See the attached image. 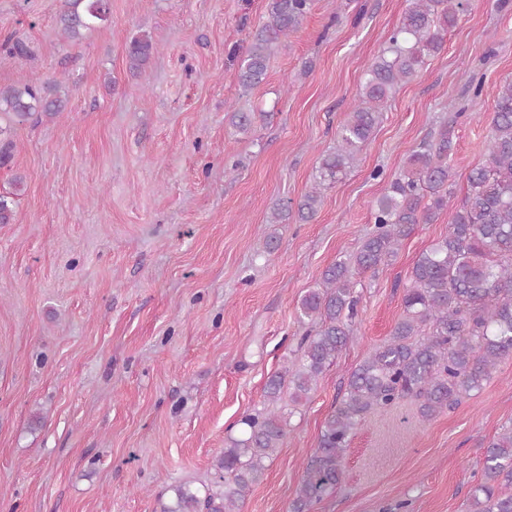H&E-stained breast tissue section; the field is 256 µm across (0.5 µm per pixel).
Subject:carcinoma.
Wrapping results in <instances>:
<instances>
[{
    "mask_svg": "<svg viewBox=\"0 0 512 512\" xmlns=\"http://www.w3.org/2000/svg\"><path fill=\"white\" fill-rule=\"evenodd\" d=\"M311 5L312 0H269L268 19L253 33L237 72L244 90L263 82L272 50L300 28ZM462 8V0H411L388 46L365 72L361 99L339 128V149L321 159L319 180L294 205L300 219L316 215L321 191L347 174L392 90L442 49ZM109 13L108 0H61L56 25L64 40L77 44ZM0 49L28 56L26 45L10 35L0 41ZM154 52L150 36L132 37L126 51L129 71L145 72ZM70 92L66 79L18 80L0 87V167L13 160L16 127L61 115ZM494 97L487 158L469 172L461 201L454 203V145L445 124L434 141L412 151L405 169L388 183L374 210V231L356 253L328 266L322 287L300 301V317L310 329L301 337L299 360L268 379L265 397L271 402L281 398L287 382L293 402L308 395L353 343L359 304L354 275L387 263L419 225L432 224L453 209L448 233L413 266L403 314L390 338L349 374L341 400L325 418L289 512H310L336 490L345 451L366 414L413 396L420 400L421 418L430 420L480 391L496 365L512 357V81L497 86ZM15 205L16 193L0 194V224L13 220ZM294 206L279 205L270 223H281ZM239 424L241 437L230 438L213 464L214 480L201 491L185 484L173 487L160 512H240L279 448L288 418L254 408ZM468 512H512V422L483 448L481 479Z\"/></svg>",
    "mask_w": 512,
    "mask_h": 512,
    "instance_id": "cac0c4a2",
    "label": "carcinoma"
}]
</instances>
